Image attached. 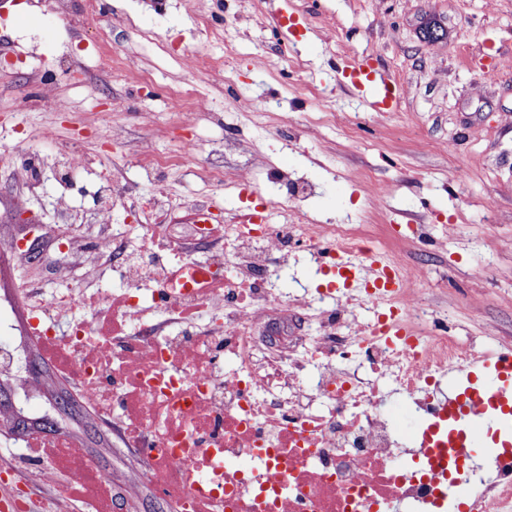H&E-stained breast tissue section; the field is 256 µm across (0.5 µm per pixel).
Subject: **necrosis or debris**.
Listing matches in <instances>:
<instances>
[{
  "mask_svg": "<svg viewBox=\"0 0 512 512\" xmlns=\"http://www.w3.org/2000/svg\"><path fill=\"white\" fill-rule=\"evenodd\" d=\"M100 188L118 194L109 171ZM98 211L106 231L92 245L73 235L59 247L86 278L111 268L119 286L24 294L27 331L72 374L92 408L113 415L130 445L144 449L128 498L154 486L181 512H452L457 498L475 512H512V463L495 461L486 480L462 465L458 449L431 456L404 449L405 434L382 407L385 395L430 417L449 368L477 358L473 345L433 335L439 308L420 293L418 267L396 263L404 288L384 297L364 291L369 312L326 294L285 300L275 284L291 259L363 252L351 224H309L289 208L284 224H228L224 249L200 261L188 253L143 256L123 233H108L112 209ZM161 305L167 328L148 318ZM315 313V334L287 355H267L259 325L290 326ZM74 315L67 334L53 316ZM210 325H200L202 316ZM53 470L108 512L110 483L73 442L52 443Z\"/></svg>",
  "mask_w": 512,
  "mask_h": 512,
  "instance_id": "4bbe7bcc",
  "label": "necrosis or debris"
}]
</instances>
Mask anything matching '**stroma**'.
Returning a JSON list of instances; mask_svg holds the SVG:
<instances>
[{
	"mask_svg": "<svg viewBox=\"0 0 512 512\" xmlns=\"http://www.w3.org/2000/svg\"><path fill=\"white\" fill-rule=\"evenodd\" d=\"M90 21L62 24L36 0H0V145L27 138L41 159L36 188L15 183L0 167V209L22 197L45 227L52 249L63 224H93L99 186L95 158H104L123 193L112 221L173 224L188 202L221 211L232 224L241 211L280 199L285 174L312 184L301 198L305 220L354 224L387 260L424 269L422 295L448 311V334L475 340L479 352L512 347V0H98ZM289 18L279 28L278 16ZM206 17L211 35L193 25ZM196 46L225 73H191L181 55ZM373 59L398 90L395 111H373L371 99L344 77L353 61ZM51 83L64 105L55 112L33 103L36 87ZM208 115L190 129L178 120L197 101ZM118 115L122 138L95 136ZM52 139H44V132ZM197 141L204 168L192 171L175 157L181 139ZM168 165L138 156L144 142ZM91 163L68 183L57 177L61 151ZM466 168L465 183L454 181ZM224 176L214 191L208 169ZM251 185H238L240 174ZM169 207L143 211L153 192ZM17 279L53 289L78 282L64 260ZM279 296L305 290L357 295L358 287L331 283L312 260L289 268ZM482 303L481 316L465 302ZM111 441L103 448L76 438L99 474L128 483L127 447L117 422L94 421ZM47 455L29 435L0 429V501L23 494L33 512H96L84 496L63 494L40 470Z\"/></svg>",
	"mask_w": 512,
	"mask_h": 512,
	"instance_id": "obj_1",
	"label": "stroma"
}]
</instances>
